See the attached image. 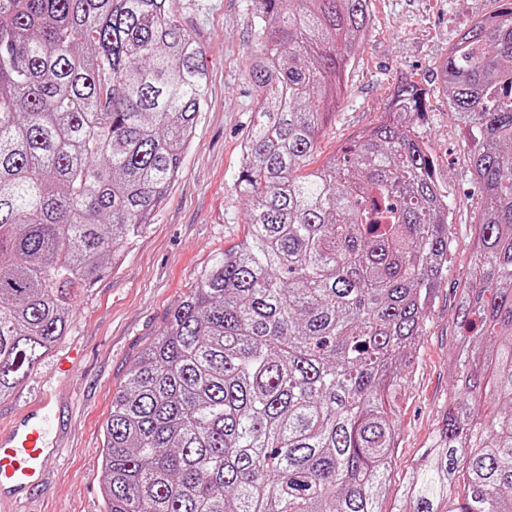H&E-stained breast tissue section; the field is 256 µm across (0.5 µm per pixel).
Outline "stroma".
<instances>
[{"label":"stroma","instance_id":"stroma-1","mask_svg":"<svg viewBox=\"0 0 512 512\" xmlns=\"http://www.w3.org/2000/svg\"><path fill=\"white\" fill-rule=\"evenodd\" d=\"M248 0H174L173 11L203 51L208 85L179 176L153 224L114 261L75 304L68 335L13 395L0 398V426L45 394L56 400L60 451L46 484L21 512H103L99 473L102 424L112 396L141 351L196 283L212 255L244 236L247 202L235 183L244 134L257 93L247 75L253 34ZM497 0H371L362 51L346 79L339 106L309 161L317 168L362 130L387 116L391 86L411 72L429 91V110L415 130L426 143L440 192L454 210L448 226V265L435 286L423 336L406 370L407 394L396 408L395 451L386 512H402L401 488L434 439L448 404V360L458 331L456 295L472 275L473 240L482 215L470 169L472 131L458 125L440 91L437 69L460 33L494 12ZM80 354L76 371L60 378L59 355Z\"/></svg>","mask_w":512,"mask_h":512}]
</instances>
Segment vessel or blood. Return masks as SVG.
<instances>
[{
  "label": "vessel or blood",
  "instance_id": "b4317fda",
  "mask_svg": "<svg viewBox=\"0 0 512 512\" xmlns=\"http://www.w3.org/2000/svg\"><path fill=\"white\" fill-rule=\"evenodd\" d=\"M55 418L47 396L0 430V505L20 502L22 494L43 486L58 450Z\"/></svg>",
  "mask_w": 512,
  "mask_h": 512
}]
</instances>
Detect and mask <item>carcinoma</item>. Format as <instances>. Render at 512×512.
<instances>
[{"label":"carcinoma","mask_w":512,"mask_h":512,"mask_svg":"<svg viewBox=\"0 0 512 512\" xmlns=\"http://www.w3.org/2000/svg\"><path fill=\"white\" fill-rule=\"evenodd\" d=\"M171 0H0V397L60 342L79 293L178 178L207 72ZM371 0H250L257 110L215 254L112 397L104 512H382L406 391L448 263L451 207L414 130L427 92L301 173L343 92ZM482 139L474 280L448 408L404 512H512V0L440 64Z\"/></svg>","instance_id":"obj_1"}]
</instances>
